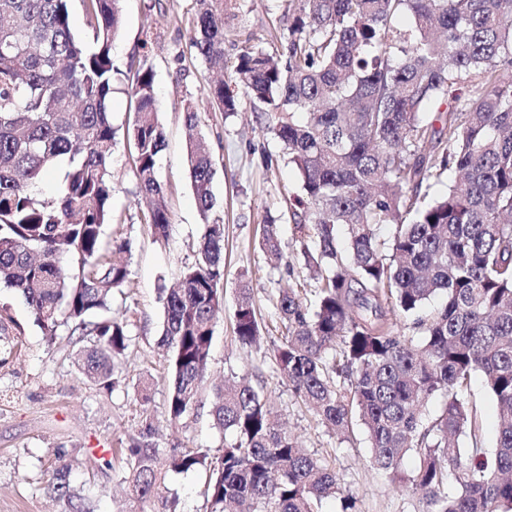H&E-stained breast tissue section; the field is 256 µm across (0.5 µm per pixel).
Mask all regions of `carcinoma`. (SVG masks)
<instances>
[{
	"mask_svg": "<svg viewBox=\"0 0 512 512\" xmlns=\"http://www.w3.org/2000/svg\"><path fill=\"white\" fill-rule=\"evenodd\" d=\"M92 28L73 35L70 0H0V283L24 296L47 341L60 328L90 337L80 371L99 388L120 384L127 323L107 315L128 264L108 248L113 221L112 43L120 0H82ZM190 44L226 67L233 0H195ZM273 54L244 47L230 81L209 95L226 114L240 87L264 106L301 177L295 223L315 300L278 289L284 336L270 357L296 399L338 434L362 429L371 461L427 512H512V0H299ZM127 131L147 224L167 239L171 215L157 178L165 147L154 76L136 72ZM446 105L436 121L430 107ZM186 163L204 233L177 286L163 288L160 346L170 352L166 413L178 423L200 403L214 327L224 311V225L210 221L213 159L200 136ZM456 178L432 194L435 178ZM53 172L59 188L42 196ZM391 228L389 239L378 230ZM270 265L288 264L276 220L260 226ZM440 306L427 309L435 297ZM412 318L414 335L396 317ZM236 340L253 347L262 324L242 284ZM482 377L499 408L496 446H484L465 394ZM442 398L431 419L423 408ZM215 424L231 436L219 454L161 448L153 424L122 449L129 497L178 512L166 471L206 473L207 512H322L341 500L325 458L305 453L271 419L247 379L217 389ZM416 459L406 474L401 462ZM455 489L448 492V470ZM50 492L69 512H92L58 465Z\"/></svg>",
	"mask_w": 512,
	"mask_h": 512,
	"instance_id": "obj_1",
	"label": "carcinoma"
}]
</instances>
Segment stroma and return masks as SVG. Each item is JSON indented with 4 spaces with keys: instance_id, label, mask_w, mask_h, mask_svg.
I'll return each mask as SVG.
<instances>
[{
    "instance_id": "stroma-1",
    "label": "stroma",
    "mask_w": 512,
    "mask_h": 512,
    "mask_svg": "<svg viewBox=\"0 0 512 512\" xmlns=\"http://www.w3.org/2000/svg\"><path fill=\"white\" fill-rule=\"evenodd\" d=\"M294 0H237L224 41L226 60L242 47L273 52L288 28ZM196 18L195 0H121V25L112 48L114 78L111 112L115 131L112 154V212L106 241L128 242L129 279L112 296L110 313L126 319L130 341L122 362L124 384L112 392L83 378L78 365L89 338L61 329L47 342L22 295L0 285V512H65L47 485L65 450L70 482L91 500L94 512H144L146 505L125 497L119 485L123 463L114 454L117 439L139 436L153 422L154 440L163 448H223V430L207 408L214 389L226 379H259L278 421L302 448L331 455L338 482L353 496L356 512H425L418 495L402 491L388 475L373 468L361 430L336 434L296 403L286 381L273 371L263 351L241 346L233 332L236 290L247 282L263 318L265 342L279 336L278 291L309 282L302 255L308 239L292 217L290 205L301 195V177L283 155L260 113L262 107L239 95L237 111L226 116L206 97L217 71L189 47ZM154 75L156 106L166 146L157 159V177L171 213L167 240L153 238L147 202L140 195L134 154L127 140L136 101L131 84L138 69ZM200 112L199 129L214 160V218L224 222V316L214 328L204 408L179 423L167 421L165 400L169 362L159 346L162 286L172 284L194 260L204 225L185 164L188 105ZM271 153V168L261 164ZM276 217L287 266L271 268L257 243L267 217ZM205 476L170 473L169 494L182 512H206Z\"/></svg>"
}]
</instances>
